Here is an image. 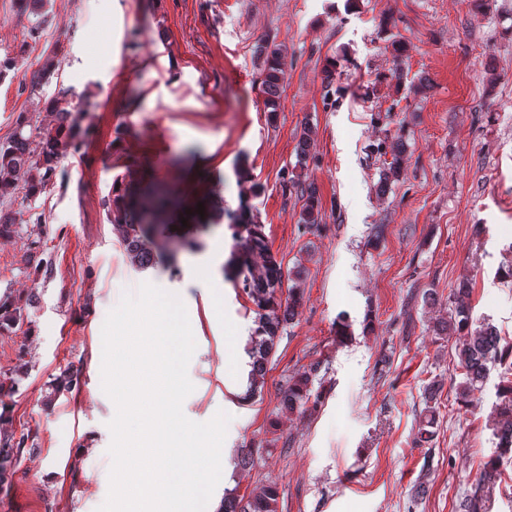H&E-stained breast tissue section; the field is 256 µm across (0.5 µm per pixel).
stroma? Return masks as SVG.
Segmentation results:
<instances>
[{"label": "stroma", "instance_id": "35a3bbf8", "mask_svg": "<svg viewBox=\"0 0 512 512\" xmlns=\"http://www.w3.org/2000/svg\"><path fill=\"white\" fill-rule=\"evenodd\" d=\"M41 11L33 35L17 0H0V59L15 60L0 77V143L62 90L90 105V130L49 191L7 200L0 299L22 306L25 323L0 328V382L13 386L0 432L28 441L0 512H96L105 501L115 406L101 388V330L144 282L199 317L183 412L230 414L224 488L277 487V512H459L480 486L484 512H512V464L483 480L499 377L459 406L456 341L433 330L466 281L475 323L512 343V0H44ZM265 42L285 69L273 118ZM49 57L58 69L32 98L22 80ZM399 140L401 175L381 187ZM145 175L175 191L177 219L204 198L238 210L260 187L250 202L302 302L254 400L241 399L247 351L235 373L223 353L227 335L256 328L224 275L233 231L221 223L167 262L135 267L106 204L116 183ZM303 183L321 199L314 225L300 221ZM218 287L219 307L205 312ZM307 369L317 406L280 412L281 388ZM66 373L71 389L54 394ZM432 384L436 433L419 447Z\"/></svg>", "mask_w": 512, "mask_h": 512}]
</instances>
